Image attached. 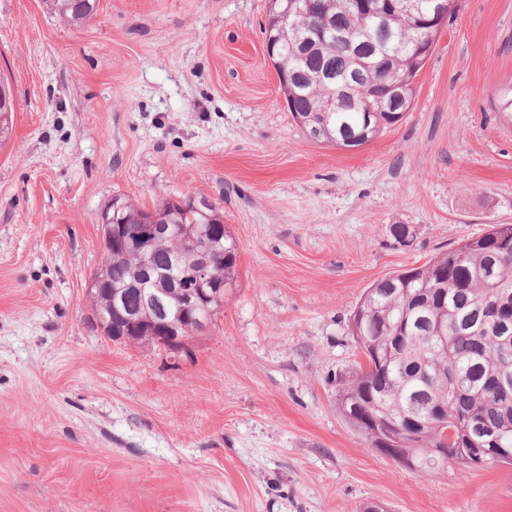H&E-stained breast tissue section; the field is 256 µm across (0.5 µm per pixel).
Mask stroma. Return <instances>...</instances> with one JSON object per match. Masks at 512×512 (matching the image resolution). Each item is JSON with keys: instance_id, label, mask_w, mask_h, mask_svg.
<instances>
[{"instance_id": "1", "label": "stroma", "mask_w": 512, "mask_h": 512, "mask_svg": "<svg viewBox=\"0 0 512 512\" xmlns=\"http://www.w3.org/2000/svg\"><path fill=\"white\" fill-rule=\"evenodd\" d=\"M267 8L97 0L73 29L0 0V512H512V465L411 473L336 405L364 290L512 224V0H459L405 118L351 148L292 119ZM117 195L209 200L237 243L179 352L95 320Z\"/></svg>"}]
</instances>
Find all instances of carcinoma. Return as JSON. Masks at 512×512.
<instances>
[{
	"label": "carcinoma",
	"mask_w": 512,
	"mask_h": 512,
	"mask_svg": "<svg viewBox=\"0 0 512 512\" xmlns=\"http://www.w3.org/2000/svg\"><path fill=\"white\" fill-rule=\"evenodd\" d=\"M54 15L74 27L82 26L96 10V0H49ZM324 13L349 32L362 25L352 0H323ZM313 17L297 25L294 46L280 42L274 63L285 72L280 81L288 111L302 131L315 132L316 142L345 146L355 140L364 145L402 120L394 112L379 111V83L393 76L411 80L404 91L407 104L415 94L413 80L427 56L416 55L412 46L419 35L416 16L401 15L378 22L372 43L388 48L385 55L362 47L359 56L369 62L363 81L332 94L316 83V75L332 64L336 76L354 68L353 51L342 41L323 40L311 32ZM332 106H327L330 98ZM118 224H143L150 216L116 197L106 211ZM165 224L223 225L215 206L193 198L181 205L159 209ZM175 245L169 241L155 251L133 249L102 262L96 276L109 288H126V304L140 305L129 287L143 270L167 269ZM237 244L228 234L205 256L210 273L224 285L233 282ZM94 313L100 326L112 323L108 296L95 297ZM506 324L512 334V224H495L481 236L440 253L425 264L398 271L372 283L354 312L351 330L372 361L368 372L356 373L336 394L342 416L376 449L393 448L413 463L415 472H434L456 462L481 468L496 452L490 443L512 448V388L498 390L504 374L512 377V343L509 360L498 343L499 328ZM448 337V348L437 337ZM447 398L448 425L456 440L445 442L433 416L436 403ZM448 449V461L433 456L431 449Z\"/></svg>",
	"instance_id": "carcinoma-1"
}]
</instances>
